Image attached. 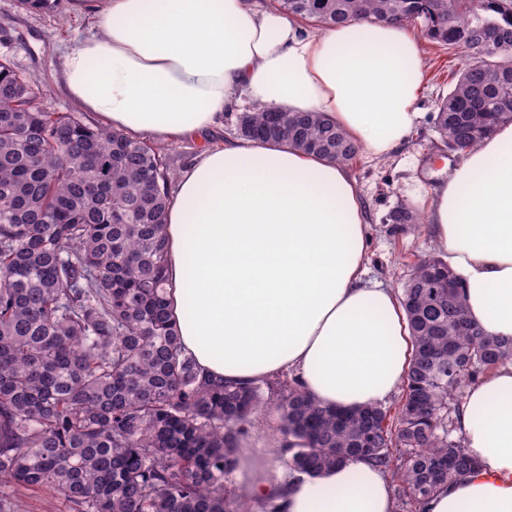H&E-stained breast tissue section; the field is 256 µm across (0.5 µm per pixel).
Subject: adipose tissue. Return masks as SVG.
<instances>
[{
  "instance_id": "adipose-tissue-1",
  "label": "adipose tissue",
  "mask_w": 512,
  "mask_h": 512,
  "mask_svg": "<svg viewBox=\"0 0 512 512\" xmlns=\"http://www.w3.org/2000/svg\"><path fill=\"white\" fill-rule=\"evenodd\" d=\"M97 36L65 53L68 97L103 125L199 141L166 214L168 312L198 368L231 383L299 379L327 407L380 404L411 353L390 288L366 281V210L349 167L281 141L207 143L242 103L326 116L382 159L408 142L426 66L404 27L320 32L249 0H97ZM466 312L512 339V123L465 153L426 209ZM477 462L423 512H512V363L469 386L455 413ZM277 512H394L390 479L359 461L319 476L280 461L241 484Z\"/></svg>"
}]
</instances>
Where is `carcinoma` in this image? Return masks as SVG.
<instances>
[{"label": "carcinoma", "mask_w": 512, "mask_h": 512, "mask_svg": "<svg viewBox=\"0 0 512 512\" xmlns=\"http://www.w3.org/2000/svg\"><path fill=\"white\" fill-rule=\"evenodd\" d=\"M321 29L353 21L416 25L462 50L435 126L463 154L512 122V0H274ZM29 12L65 0H18ZM45 93L0 57V512L18 489L71 512H253L233 476L239 441L258 426L259 387L201 375L167 313V149L52 112ZM225 121L250 139L348 164L360 154L316 113L254 107ZM387 221L411 233L399 205ZM412 353L398 407L342 410L279 383L274 411L290 471L366 461L395 483L398 508L421 512L475 468L451 414L465 388L512 362V340L467 316L448 262L418 259L401 294Z\"/></svg>", "instance_id": "1"}]
</instances>
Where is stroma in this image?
Wrapping results in <instances>:
<instances>
[{
  "mask_svg": "<svg viewBox=\"0 0 512 512\" xmlns=\"http://www.w3.org/2000/svg\"><path fill=\"white\" fill-rule=\"evenodd\" d=\"M91 11L28 12L17 0H0V56L10 58L31 84L46 89L54 112L73 111L59 77L65 51L77 40L96 35ZM427 86L420 100L423 118L417 133L384 159L362 154L349 168L357 179L367 214L366 280L401 291L414 264L433 253L428 227L418 233H393L388 213L399 205L422 209L439 180L448 153L434 127L436 105L454 84L461 53L422 42Z\"/></svg>",
  "mask_w": 512,
  "mask_h": 512,
  "instance_id": "35a3bbf8",
  "label": "stroma"
}]
</instances>
